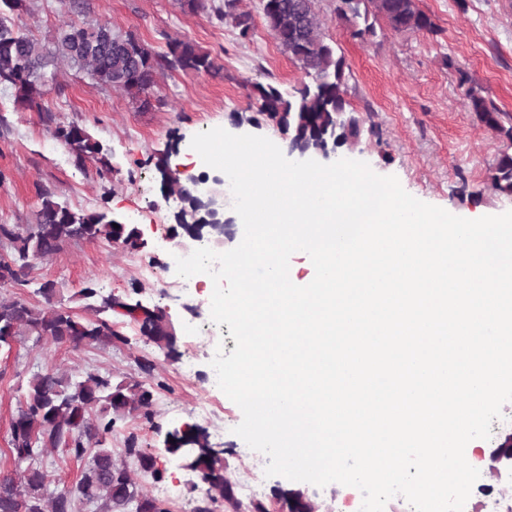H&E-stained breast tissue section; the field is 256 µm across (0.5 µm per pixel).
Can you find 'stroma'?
<instances>
[{
    "instance_id": "obj_1",
    "label": "stroma",
    "mask_w": 512,
    "mask_h": 512,
    "mask_svg": "<svg viewBox=\"0 0 512 512\" xmlns=\"http://www.w3.org/2000/svg\"><path fill=\"white\" fill-rule=\"evenodd\" d=\"M224 0H207L208 11H182L179 0H29L16 24L42 44H50L57 30L71 22H98L131 31L165 52L168 38L186 35L218 56L220 76L159 70L148 107H139L126 93L101 86L87 72L58 64L59 77L49 85L41 110L20 104L14 94L0 90V224H27L33 218L40 191L53 192L71 209L108 212L135 225L142 244L130 249L102 239L67 244L46 260H36L25 287L0 289V298L20 296L32 305L42 299L34 287L56 282L58 297L80 318L90 311L78 297L88 281L102 294L129 296L144 305L162 307L177 337V355L144 344L136 327L120 319L116 327L130 337L127 345L73 349L22 338L0 351V471L13 468L9 455L10 422L27 381L37 369L56 367L71 373L96 369L113 382L141 381L153 392L152 418L135 414L117 422L107 440L116 460H123L125 441L151 455L159 478L142 472L133 477L142 492L158 500L167 512H197L210 504L211 512H236L224 501L208 503L207 486L186 468L182 455L170 453L169 433L188 427L212 432L199 413L209 405L224 420L222 439L213 447L224 451V476L241 489L246 469L266 467L265 454L251 450L234 434L243 418L241 409L220 388L210 386L209 356L216 348L232 352L229 333L211 337L197 349L196 328L210 324L204 294H181L172 286L175 270L167 262L173 251L195 248L196 242L178 228L173 214L181 202L162 194L154 163L189 153L194 135L221 127L230 133L264 136L285 146V135L262 123H237L234 113L257 112L252 86L277 84L292 89L306 76L284 55L259 17L260 0H239L238 8L255 17L249 38L232 24L217 19L214 9ZM436 25L435 32L396 34L377 23L376 35L355 38L352 23L338 19L336 0H318L324 31L350 72L347 99L354 111L370 118L375 136L364 139L353 154L380 175L396 176L417 199L460 217L512 209V196L491 189L489 170L504 144L469 106L470 88L480 89L487 101L512 125V0H418ZM88 130L112 155V169L104 174L76 169L64 145L47 132L46 114ZM143 263L154 265L157 278L139 274ZM197 354V371L186 374L180 363ZM512 434V402L505 403L475 468L483 482L512 496V474H495L490 453ZM50 491L71 492L86 468L85 461L56 450L45 460Z\"/></svg>"
}]
</instances>
